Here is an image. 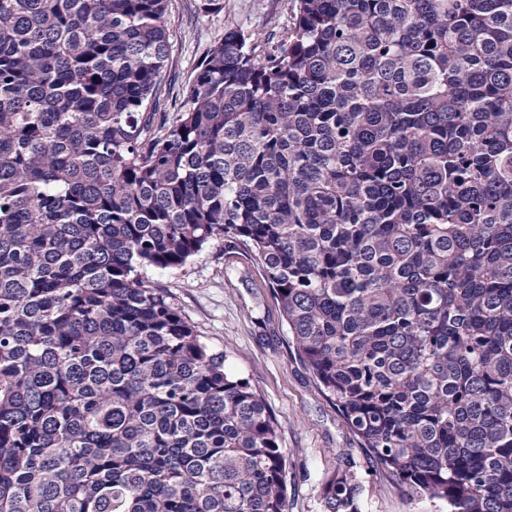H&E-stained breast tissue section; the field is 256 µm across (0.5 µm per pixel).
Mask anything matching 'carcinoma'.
I'll return each mask as SVG.
<instances>
[{
	"label": "carcinoma",
	"instance_id": "carcinoma-1",
	"mask_svg": "<svg viewBox=\"0 0 512 512\" xmlns=\"http://www.w3.org/2000/svg\"><path fill=\"white\" fill-rule=\"evenodd\" d=\"M170 6L0 0V512H285L265 400L145 277L221 236L372 469L512 512V0H294L172 119Z\"/></svg>",
	"mask_w": 512,
	"mask_h": 512
}]
</instances>
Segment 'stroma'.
Segmentation results:
<instances>
[{
	"label": "stroma",
	"instance_id": "1",
	"mask_svg": "<svg viewBox=\"0 0 512 512\" xmlns=\"http://www.w3.org/2000/svg\"><path fill=\"white\" fill-rule=\"evenodd\" d=\"M293 0H224L219 13L205 14L198 0H172L170 53L161 84L160 111L178 112L180 93L205 54L227 28L288 36ZM181 315L215 350L228 354L227 370L247 378L265 399L288 450L286 512H325L324 477L346 468L362 481L363 512H444L441 504L410 497L386 475L373 471L366 453L335 406L317 388L291 351L288 328L272 299L264 270L254 257L218 238L173 271H148Z\"/></svg>",
	"mask_w": 512,
	"mask_h": 512
}]
</instances>
